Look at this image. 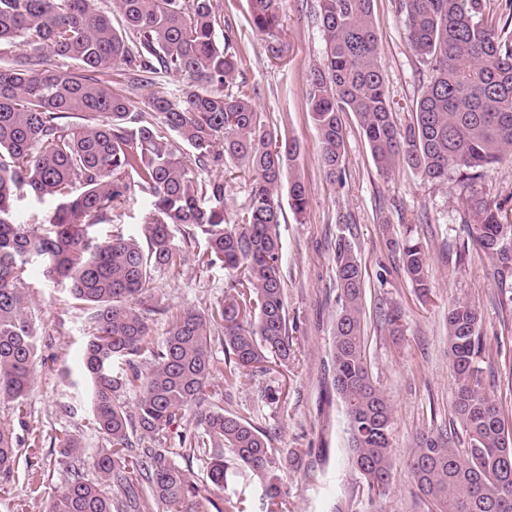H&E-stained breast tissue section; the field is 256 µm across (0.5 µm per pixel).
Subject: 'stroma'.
<instances>
[{
    "mask_svg": "<svg viewBox=\"0 0 512 512\" xmlns=\"http://www.w3.org/2000/svg\"><path fill=\"white\" fill-rule=\"evenodd\" d=\"M222 14L239 31L237 47L245 56L243 79L258 92L257 106L270 126L284 130L302 148L300 173L309 201L304 219L283 207L279 233L281 274L293 354L269 371L243 374L236 388L222 378L209 381L204 404L251 421L271 436L276 457L295 451L297 466L278 475L285 512H373L364 482L348 465L347 423L339 399L330 391L333 325L340 308L336 289L334 248L346 238L357 251L364 277V336L371 373L391 400L392 484L385 512H422L407 460L417 436L448 429L453 380L448 363L445 316L454 300L478 308L490 349L486 388L494 392L503 417L512 426V299L501 293L490 275V262L468 234L474 199L499 207L502 223L512 224V162L487 169L472 187L456 172L436 184L400 166L392 175L377 171L366 138L352 113L343 116V177L330 180L319 160L318 133L305 96L307 75L321 62L324 42L316 22L318 0H280V59L268 58L265 45L251 27L250 0H219ZM384 71L397 126L412 119L413 105L427 83L428 69L414 55L404 36L398 0H374ZM151 207L148 195L130 190L110 220L93 236L122 233L142 239V225ZM184 258L155 275L152 306L162 309L153 327L162 337L168 318L189 306L208 310L224 297L230 284L222 265L203 263L202 234L187 236L173 228ZM413 238L430 253L428 297H420L399 268L398 252L387 239ZM466 251L464 262L456 254ZM42 335L37 366L18 427L15 474L0 480V512H46L72 469L96 479L92 459L104 441L93 425L91 385L82 367V349L91 334L88 315L67 290L44 277L32 260L24 280ZM403 316L404 332L391 336L384 316ZM70 435L81 448L61 456L58 440ZM227 480L214 487L204 461L175 456V464L197 485L201 496L244 500L249 512H270L260 479L226 456Z\"/></svg>",
    "mask_w": 512,
    "mask_h": 512,
    "instance_id": "1",
    "label": "stroma"
}]
</instances>
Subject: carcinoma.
I'll return each mask as SVG.
<instances>
[{"label":"carcinoma","mask_w":512,"mask_h":512,"mask_svg":"<svg viewBox=\"0 0 512 512\" xmlns=\"http://www.w3.org/2000/svg\"><path fill=\"white\" fill-rule=\"evenodd\" d=\"M0 0V399L22 409L31 389L37 330L22 285L28 258L91 311L92 334L83 351L91 382L93 423L105 441L93 458L100 481L73 470L48 512H246L241 500L219 506L175 465L184 450L208 465L224 488V450L275 500L281 487L266 432L224 410L202 407V392L220 369L211 332L224 330V384L286 362L292 341L281 275L280 194L290 209L308 208L299 172L301 147L270 128L255 103L256 89L236 81L243 65L236 34L224 26L218 0ZM406 39L430 72L414 105V121L400 130L379 64L373 0H319L325 55L308 77L305 94L318 131L327 177L342 176L341 114L353 113L377 170L400 162L430 182L453 169L475 181L512 158V14L500 29L484 24L486 0H399ZM279 0H251L255 31L269 57L280 58ZM48 56L69 66L45 68ZM117 72L123 88L101 79ZM153 88L148 110L132 95ZM84 124H69L73 115ZM193 150L186 158L170 136ZM234 165L252 178L248 207L224 218L223 176L202 181L198 171ZM138 188L152 200L143 222L146 246L88 230L109 220L125 194ZM29 192L57 201L49 229L20 224L15 196ZM198 229L207 239L205 262H221L234 284L205 313L186 307L171 316L160 344L152 339L154 273L182 260L171 228ZM469 234L491 262L501 285L512 279V224L479 199ZM398 248L402 269L418 292H430L427 246L408 238ZM340 309L332 333V387L348 422L350 466L371 504L383 506L392 470L393 407L369 371L362 317L361 260L341 237L334 249ZM449 368L456 431L424 434L409 470L427 512H512V431L486 391L487 339L479 311L465 301L448 306ZM146 355L144 373L134 358ZM137 391L130 410L122 391ZM196 406L192 430L168 432ZM148 439L150 445L136 447ZM18 456L13 424L0 421V478Z\"/></svg>","instance_id":"obj_1"}]
</instances>
